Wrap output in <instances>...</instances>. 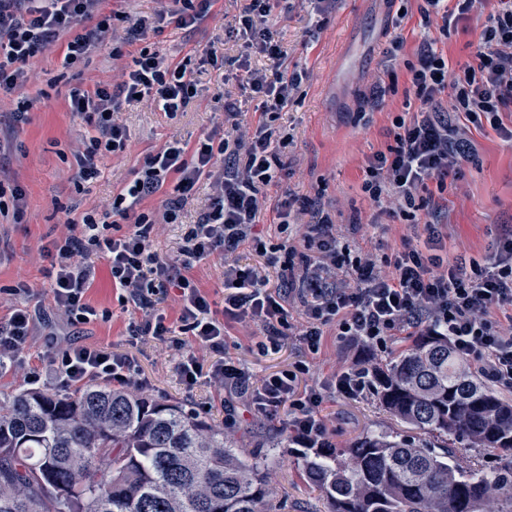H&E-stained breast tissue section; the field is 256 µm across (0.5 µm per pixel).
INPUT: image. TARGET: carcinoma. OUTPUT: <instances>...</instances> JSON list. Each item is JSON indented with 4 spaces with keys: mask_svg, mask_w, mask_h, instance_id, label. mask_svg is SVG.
Instances as JSON below:
<instances>
[{
    "mask_svg": "<svg viewBox=\"0 0 512 512\" xmlns=\"http://www.w3.org/2000/svg\"><path fill=\"white\" fill-rule=\"evenodd\" d=\"M417 437L364 433L309 448L302 477L326 512H485L512 488V403L468 370L448 337L422 333L371 380ZM506 456L465 471L457 448ZM259 460L184 405L98 383L0 398V512H280Z\"/></svg>",
    "mask_w": 512,
    "mask_h": 512,
    "instance_id": "obj_1",
    "label": "carcinoma"
}]
</instances>
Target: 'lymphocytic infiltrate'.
<instances>
[{"mask_svg":"<svg viewBox=\"0 0 512 512\" xmlns=\"http://www.w3.org/2000/svg\"><path fill=\"white\" fill-rule=\"evenodd\" d=\"M103 2L0 0V100L21 90L32 60L55 46H62L67 67L96 46H111L117 55L132 34L157 32L165 25L195 28L215 17V0H167L151 20L104 12ZM271 2L247 0L227 34L244 40L253 53L281 60L288 52L275 37ZM475 2L422 0V22L448 35L468 27ZM498 2L481 25L477 62L464 65L462 74H451L447 55L433 43L419 46L417 62L409 67L419 108L396 116L392 144L367 160L360 185L366 197L390 202L393 214L407 221H419L422 211L428 216L420 232L403 238L398 249L383 256L350 251L349 239L373 236L375 224L357 219L337 224L321 196L300 198L289 191L276 207L280 241L269 244L255 233L268 188L288 174L284 150L291 137L275 121L306 74L295 70L271 78L252 70L241 88L259 102L257 125L244 123L240 111L225 107L229 127L224 133L161 144L113 194L110 209L69 220L67 235L42 247L50 262L46 274L55 308L73 327L98 320L87 292L95 277L93 258L104 259L113 285L135 314L127 327L131 339L148 336L165 343L173 332L186 334L191 347L177 366L186 390L205 384L219 396L237 393L255 412L286 411L294 441L305 448L329 443L320 389L299 386L310 372L308 359L247 384L243 369L224 355L226 322L255 323L262 332L259 347L266 352L298 337L309 356L320 352L330 326L348 345L379 349L395 337L433 331L448 337L454 353L488 381L512 389V228L500 234L483 259H447L448 227L436 219L440 204L421 196L431 180L446 189L475 158L473 140L457 136L449 115L466 127H491L512 142V126L501 118L512 103V0ZM198 95L192 70L148 46L117 83L72 89L70 110L90 128L75 155L79 179L97 180L100 159L127 148L122 104L140 98L173 117ZM446 96L452 108L443 106ZM202 182L208 193L196 224L182 238L180 261L161 257L155 248L160 225L178 223ZM151 198L157 207L145 208ZM245 245L263 256L264 264L242 263ZM211 255L224 262L220 312L187 274L191 261ZM172 292L180 305L173 322L156 307L159 297ZM39 317L37 311L18 307L0 322V363L15 359L27 346ZM202 350L214 354V361L200 360ZM50 375L65 389L98 382L139 390L149 383L132 353L76 341L53 353Z\"/></svg>","mask_w":512,"mask_h":512,"instance_id":"1","label":"lymphocytic infiltrate"}]
</instances>
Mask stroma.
<instances>
[{"label":"stroma","mask_w":512,"mask_h":512,"mask_svg":"<svg viewBox=\"0 0 512 512\" xmlns=\"http://www.w3.org/2000/svg\"><path fill=\"white\" fill-rule=\"evenodd\" d=\"M273 5L274 28L288 52L287 65L307 72L308 78L280 115V125L292 138L285 150L291 174L281 185L269 188L268 207L257 229L273 236L275 207L284 190L311 196L320 189L337 223L347 224L357 217L365 223L382 224V231L374 237L355 238V247L377 254L392 252L412 228L363 195L364 165L391 144L392 121L413 97L408 67L416 61L422 38L436 37L438 49L450 64L458 66L473 61L481 27L473 23L467 30L440 37L438 29L424 28L421 0H330L321 13L314 11L309 0H274ZM241 8L240 0H216L214 9L223 27L211 23L183 30L168 26L148 32L144 42L125 45L120 57L102 48L67 70L60 67V49L45 51L38 56L35 71L22 91L23 98L32 103L26 121L15 122L10 108L0 109V142L5 145L0 152V182L21 185L27 192L22 222L0 223V319L21 306L39 310L41 315L25 359L0 368V397L25 388L31 367H45L50 348L64 345L71 337L65 319L51 302L46 275L49 263L40 251L42 245L65 234L67 207L75 204L83 211L102 208L153 148L171 139L193 142L220 126L224 115L212 108L214 93L235 103L249 122L259 120L255 102L242 96L237 83L223 82L216 71H206L199 77V97L175 118H168L146 101L123 105L130 150L103 157L102 178L81 188L76 182L74 153L87 127L69 110L70 89L113 79L145 43L172 61L194 62L200 47L220 38L225 57L238 58L240 40L225 37L223 29L234 25ZM397 34L404 37L405 45L397 60L391 61L385 51ZM470 136L477 148L475 160L449 187L440 216L448 226V254L452 257L486 254L504 225L512 226V144L488 127L471 131ZM94 265L96 278L88 299L105 317L83 326L80 343L109 344L116 351L135 353L152 381L150 398L182 403L201 417L224 424L226 432L239 437L245 457H264L267 477L275 497L285 503V512H324L318 491L298 475L300 448L290 440L284 415L268 418L239 400L233 411H225L211 401L204 386L186 393L176 380L175 350L149 338L130 345L127 326L133 313L119 303L106 262L98 259ZM188 274L216 308H223L224 266L219 256L193 261ZM226 330V355L241 365L250 380L292 368L307 358L296 338H289L279 352L264 353L258 349L259 326L231 322ZM408 343V337L401 336L390 341L386 351L359 353L345 347L335 329H327L323 351L310 360V374L301 384L321 388L322 413L332 429V444L346 446L368 431L408 434V427L395 422L372 398L347 399L330 385L340 365L356 361L382 365ZM275 437L288 439V446L270 447Z\"/></svg>","instance_id":"stroma-1"}]
</instances>
